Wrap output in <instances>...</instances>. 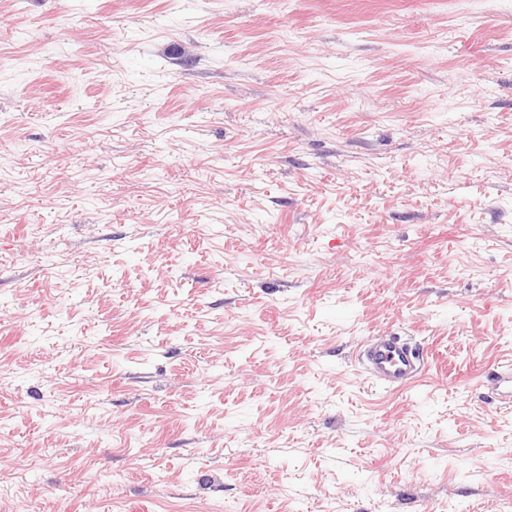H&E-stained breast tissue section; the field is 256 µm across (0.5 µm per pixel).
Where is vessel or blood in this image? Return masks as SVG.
Listing matches in <instances>:
<instances>
[{
	"instance_id": "1",
	"label": "vessel or blood",
	"mask_w": 512,
	"mask_h": 512,
	"mask_svg": "<svg viewBox=\"0 0 512 512\" xmlns=\"http://www.w3.org/2000/svg\"><path fill=\"white\" fill-rule=\"evenodd\" d=\"M363 368L371 379L392 389L411 383L422 372L424 361L409 343L385 336L368 347Z\"/></svg>"
}]
</instances>
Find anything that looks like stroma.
<instances>
[{
	"label": "stroma",
	"mask_w": 512,
	"mask_h": 512,
	"mask_svg": "<svg viewBox=\"0 0 512 512\" xmlns=\"http://www.w3.org/2000/svg\"><path fill=\"white\" fill-rule=\"evenodd\" d=\"M509 361L512 0H0V512H501ZM363 368L371 379L393 389L411 383L423 371L424 361L409 343L385 336L365 351Z\"/></svg>",
	"instance_id": "35a3bbf8"
}]
</instances>
